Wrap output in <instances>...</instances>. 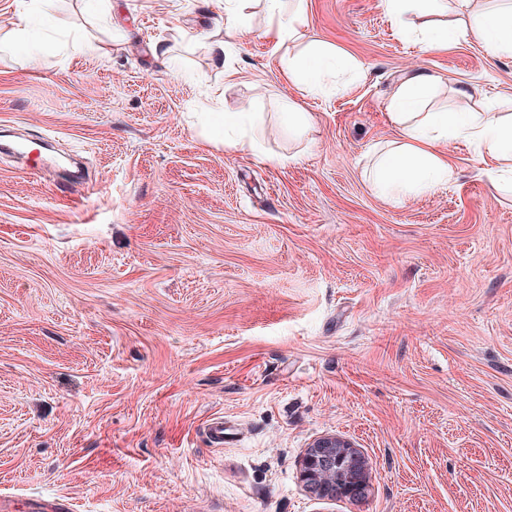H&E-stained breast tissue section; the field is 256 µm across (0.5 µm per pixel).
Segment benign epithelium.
<instances>
[{"label":"benign epithelium","mask_w":512,"mask_h":512,"mask_svg":"<svg viewBox=\"0 0 512 512\" xmlns=\"http://www.w3.org/2000/svg\"><path fill=\"white\" fill-rule=\"evenodd\" d=\"M301 476L321 499L361 497L366 490L367 464L349 441L323 436L315 439L304 454Z\"/></svg>","instance_id":"benign-epithelium-1"}]
</instances>
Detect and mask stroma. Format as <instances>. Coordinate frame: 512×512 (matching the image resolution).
<instances>
[{"label": "stroma", "mask_w": 512, "mask_h": 512, "mask_svg": "<svg viewBox=\"0 0 512 512\" xmlns=\"http://www.w3.org/2000/svg\"><path fill=\"white\" fill-rule=\"evenodd\" d=\"M225 0H0V495L73 512H512V190L449 142L448 185L394 201L372 152L403 77L449 111L512 114V57L424 50L382 0H304L358 74L289 80L262 0L225 50ZM466 95H456V87ZM310 126L288 133V107ZM259 112L260 150L200 114ZM88 186L63 184L64 159ZM232 434L212 447L208 420ZM335 435L357 499L300 474ZM301 476L321 499L361 497L366 490L367 464L349 441L323 436L315 439L304 454Z\"/></svg>", "instance_id": "35a3bbf8"}]
</instances>
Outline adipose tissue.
Masks as SVG:
<instances>
[{"label": "adipose tissue", "instance_id": "obj_1", "mask_svg": "<svg viewBox=\"0 0 512 512\" xmlns=\"http://www.w3.org/2000/svg\"><path fill=\"white\" fill-rule=\"evenodd\" d=\"M265 2L276 47L289 53L285 60L289 78L322 90L333 84L341 70L352 67V60L325 46L307 54L290 53V44L299 38L298 17L288 13L284 0ZM501 2V7L485 11L471 30L494 57L512 56V0ZM436 85L435 77L419 71L410 75L392 97L390 115L400 136L376 152L372 177L380 193L394 197L426 193L448 183L452 167L441 147L458 139L476 145L480 154L508 163L507 173L512 176V119L486 111L426 110ZM207 119L212 139L234 148L256 150L252 130L257 113L211 112Z\"/></svg>", "mask_w": 512, "mask_h": 512}]
</instances>
